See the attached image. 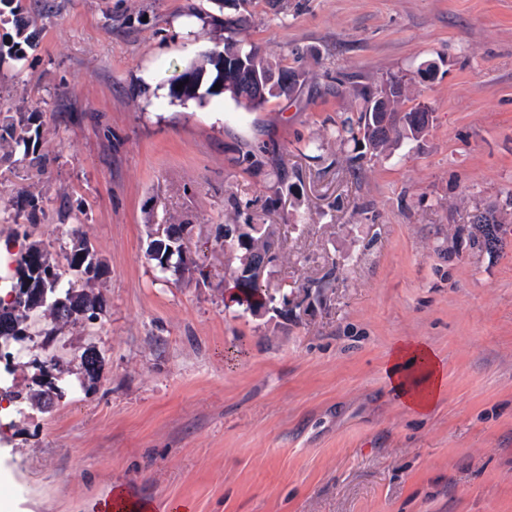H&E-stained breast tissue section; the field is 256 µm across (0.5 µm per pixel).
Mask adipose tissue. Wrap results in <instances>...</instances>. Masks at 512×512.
Returning <instances> with one entry per match:
<instances>
[{"instance_id":"1","label":"adipose tissue","mask_w":512,"mask_h":512,"mask_svg":"<svg viewBox=\"0 0 512 512\" xmlns=\"http://www.w3.org/2000/svg\"><path fill=\"white\" fill-rule=\"evenodd\" d=\"M387 384L402 404L416 415L430 413L446 390V368L427 342L401 339L386 360Z\"/></svg>"}]
</instances>
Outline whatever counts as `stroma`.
Returning a JSON list of instances; mask_svg holds the SVG:
<instances>
[{
	"label": "stroma",
	"mask_w": 512,
	"mask_h": 512,
	"mask_svg": "<svg viewBox=\"0 0 512 512\" xmlns=\"http://www.w3.org/2000/svg\"><path fill=\"white\" fill-rule=\"evenodd\" d=\"M34 34L0 64V112L39 111L45 170L0 161V241L64 263L82 225L106 266L96 320L25 340L6 384L55 358L61 397L0 417V512H89L123 488L154 512H512V222L472 249L473 215L512 196V0H24ZM305 83L249 111L182 102L172 79L223 47L224 21ZM432 110L381 154L322 138L391 75ZM262 150V164L243 156ZM285 185L274 188V172ZM46 217L19 227L28 197ZM245 204L276 227L264 279L323 299L232 302L216 238ZM185 225L192 279L148 255ZM429 343L447 390L426 416L385 382L395 340ZM101 361L96 379L80 364Z\"/></svg>",
	"instance_id": "35a3bbf8"
}]
</instances>
